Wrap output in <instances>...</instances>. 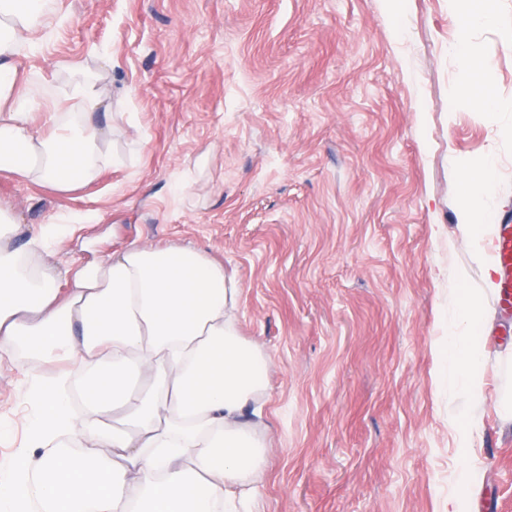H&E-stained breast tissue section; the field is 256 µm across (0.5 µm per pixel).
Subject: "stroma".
<instances>
[{
  "instance_id": "35a3bbf8",
  "label": "stroma",
  "mask_w": 512,
  "mask_h": 512,
  "mask_svg": "<svg viewBox=\"0 0 512 512\" xmlns=\"http://www.w3.org/2000/svg\"><path fill=\"white\" fill-rule=\"evenodd\" d=\"M20 76L57 111L98 71L108 158L62 192L0 175L23 234L68 225L78 266L134 241L223 263L241 337L268 359L270 454L252 512H512V308L487 301V403L469 432L448 384L458 290L481 285L456 233L512 222V0L466 23L453 0H54ZM488 61V101L461 95ZM485 188L464 195L472 171ZM0 370V484L26 433Z\"/></svg>"
}]
</instances>
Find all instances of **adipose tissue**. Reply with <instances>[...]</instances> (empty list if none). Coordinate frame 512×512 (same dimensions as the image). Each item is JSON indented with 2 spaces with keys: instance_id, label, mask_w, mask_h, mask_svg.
<instances>
[{
  "instance_id": "obj_1",
  "label": "adipose tissue",
  "mask_w": 512,
  "mask_h": 512,
  "mask_svg": "<svg viewBox=\"0 0 512 512\" xmlns=\"http://www.w3.org/2000/svg\"><path fill=\"white\" fill-rule=\"evenodd\" d=\"M49 0H0V173L70 191L106 158L111 126L93 120L107 100L83 76L69 87L73 112L51 111L18 79ZM484 285L459 296L463 315L448 345V380L483 403L478 331L498 270L477 227ZM63 227L29 237L0 206V366L35 377L26 440L0 500L8 512L39 501L43 512H242L268 448L254 429L267 360L243 340L232 311L240 290L223 265L191 247L132 243L87 270L55 262ZM87 453H67L69 442Z\"/></svg>"
}]
</instances>
